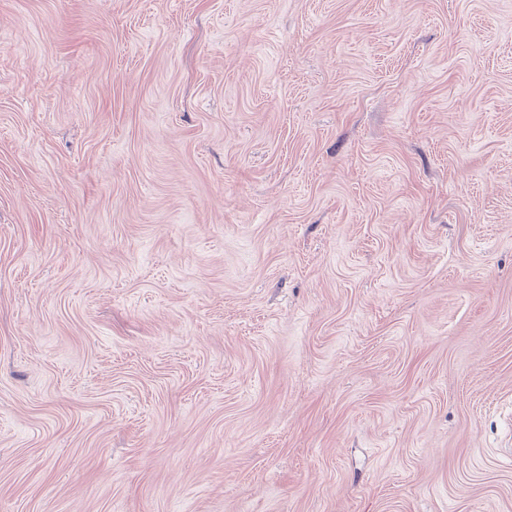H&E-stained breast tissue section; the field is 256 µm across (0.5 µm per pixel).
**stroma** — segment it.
Wrapping results in <instances>:
<instances>
[{
  "label": "stroma",
  "instance_id": "stroma-1",
  "mask_svg": "<svg viewBox=\"0 0 512 512\" xmlns=\"http://www.w3.org/2000/svg\"><path fill=\"white\" fill-rule=\"evenodd\" d=\"M0 512H512V0H0Z\"/></svg>",
  "mask_w": 512,
  "mask_h": 512
}]
</instances>
